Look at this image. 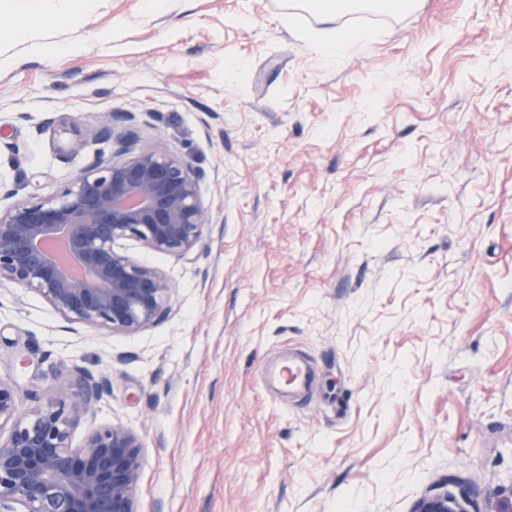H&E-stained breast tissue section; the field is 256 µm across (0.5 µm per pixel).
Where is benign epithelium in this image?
<instances>
[{
    "instance_id": "benign-epithelium-1",
    "label": "benign epithelium",
    "mask_w": 512,
    "mask_h": 512,
    "mask_svg": "<svg viewBox=\"0 0 512 512\" xmlns=\"http://www.w3.org/2000/svg\"><path fill=\"white\" fill-rule=\"evenodd\" d=\"M134 117L109 114L96 137L112 141L56 197L14 205L0 213V283L37 291L66 320L131 335L168 317L172 285L156 268L117 247L134 240L175 259L200 243L208 224L199 177L181 156L140 143L127 126ZM66 240L82 269L40 247ZM66 392L22 409L12 383L0 378V512H136L144 448L122 426L90 430L81 445L71 430L108 392V379L60 365ZM414 512H478L462 484L435 486Z\"/></svg>"
}]
</instances>
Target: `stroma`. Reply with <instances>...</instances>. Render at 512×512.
<instances>
[{"instance_id":"stroma-1","label":"stroma","mask_w":512,"mask_h":512,"mask_svg":"<svg viewBox=\"0 0 512 512\" xmlns=\"http://www.w3.org/2000/svg\"><path fill=\"white\" fill-rule=\"evenodd\" d=\"M21 7L0 0V210L59 194L129 112L211 219L182 260L120 241L174 287L133 335L0 285L21 407L61 394L59 364L108 377L71 441L143 438L138 512H413L450 479L512 512V0L356 10L371 42L333 59L343 19L294 0H90L70 24L43 0L45 56L11 35ZM288 348L314 366L304 406L259 377Z\"/></svg>"}]
</instances>
